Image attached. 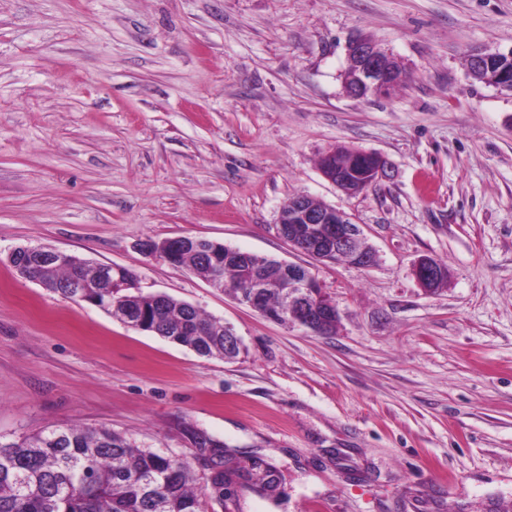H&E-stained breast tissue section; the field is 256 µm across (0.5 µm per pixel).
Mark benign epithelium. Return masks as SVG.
<instances>
[{"mask_svg": "<svg viewBox=\"0 0 512 512\" xmlns=\"http://www.w3.org/2000/svg\"><path fill=\"white\" fill-rule=\"evenodd\" d=\"M349 56L355 59V69L343 76L345 93L353 98L364 99L377 97L379 92L403 82V72L393 67V58L369 39L358 37L349 42ZM486 56L473 58V70L482 76L488 85L509 78L505 71H492L485 67ZM323 176L345 195L358 193V182L346 173L334 167L322 170ZM277 233L298 252L322 262L332 261V254L342 251L352 253L350 265L366 268L375 261L374 252H364L357 248L362 240L357 225L350 221L344 212L334 208H317L307 197H298L292 201L287 211L280 214ZM201 240L191 237L165 238L160 241H148L140 244L141 249L151 255L162 258L169 264L178 265L179 256L187 249L200 248ZM42 253L41 269L50 273L56 262L66 259V253L51 247L18 246L7 257V262L20 276L26 275L21 257L30 252ZM226 257L210 253L214 259L212 276L219 278L224 272V265L233 262L246 267L250 265L249 254L236 249L224 247ZM413 273L424 290L430 291L442 279L445 269L430 257L419 259ZM286 310L280 321L293 320L310 331L320 335L322 328L329 323H337L339 311L335 301L322 284L309 272L294 265L288 266V285L284 292Z\"/></svg>", "mask_w": 512, "mask_h": 512, "instance_id": "1", "label": "benign epithelium"}]
</instances>
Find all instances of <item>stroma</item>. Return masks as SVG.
I'll return each mask as SVG.
<instances>
[{
  "label": "stroma",
  "instance_id": "1",
  "mask_svg": "<svg viewBox=\"0 0 512 512\" xmlns=\"http://www.w3.org/2000/svg\"><path fill=\"white\" fill-rule=\"evenodd\" d=\"M409 80L346 95L348 43ZM512 51V0H0V252L51 246L231 326L232 361L112 318L0 261V441L108 427L190 464L282 474L240 512H512V92L468 54ZM337 146L388 176L324 178ZM350 214L359 269L293 250L296 194ZM203 237L306 267L336 301L322 336L277 323L142 242ZM424 256L448 281L427 292ZM445 269L431 257L420 258L414 265L413 273L419 284L426 291H431L442 279ZM195 445L208 454L209 460V483L214 493L215 501L224 507V480L226 479L228 469H226L227 460L225 459V450L223 441L212 439L203 433L192 432ZM252 469L257 470V477L252 483L248 486V488L254 492L255 494L262 496L273 498L276 495V492L279 488V484H281V474L279 470L271 463L263 459H255L252 462ZM270 473L276 474V484H272V481L267 480V477Z\"/></svg>",
  "mask_w": 512,
  "mask_h": 512
}]
</instances>
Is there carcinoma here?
Wrapping results in <instances>:
<instances>
[{"mask_svg": "<svg viewBox=\"0 0 512 512\" xmlns=\"http://www.w3.org/2000/svg\"><path fill=\"white\" fill-rule=\"evenodd\" d=\"M371 159L344 148L324 155L320 167L334 165L368 168ZM211 257L190 249L179 264L207 277ZM93 263L75 266L60 263L47 280L48 289L77 300L97 304L112 316L128 314L142 320V330L186 346L203 357L224 356V324L203 315L193 305L166 294L151 299L147 294L124 293L105 298L98 288L83 292L70 287L76 279L91 281ZM281 262L261 256L251 269L231 265L224 268V283L247 289L251 277L266 280L260 308L276 317L282 309L279 282ZM195 445L208 454L209 483L215 501L224 504V480L228 469L224 443L192 432ZM257 477L249 485L255 494L273 498L281 482L279 470L263 459H255ZM190 467L173 457L140 448L107 427H65L25 435L9 444L0 443V512H202L193 487Z\"/></svg>", "mask_w": 512, "mask_h": 512, "instance_id": "obj_1", "label": "carcinoma"}]
</instances>
